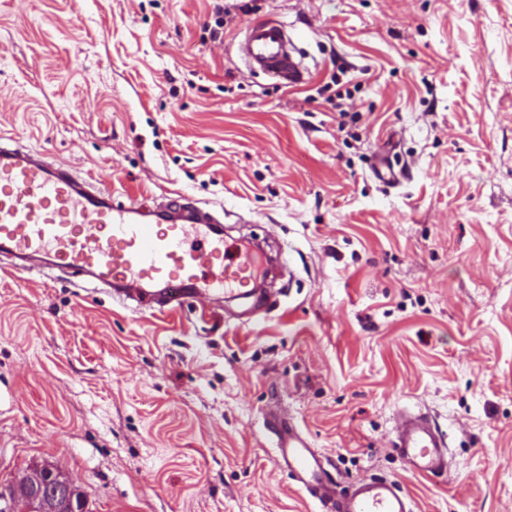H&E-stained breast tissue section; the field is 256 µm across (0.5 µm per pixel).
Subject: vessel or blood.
Listing matches in <instances>:
<instances>
[{
	"instance_id": "1",
	"label": "vessel or blood",
	"mask_w": 512,
	"mask_h": 512,
	"mask_svg": "<svg viewBox=\"0 0 512 512\" xmlns=\"http://www.w3.org/2000/svg\"><path fill=\"white\" fill-rule=\"evenodd\" d=\"M288 27L275 18L251 21L237 43L248 72L283 87L305 83L307 70L290 51ZM0 257L16 270L63 269L109 289L125 303L174 311L190 299L250 296L256 251L228 243L223 221L183 194L161 204L121 202L91 187L40 152L0 135ZM278 466L319 512H414L398 482L372 477L341 489L340 477L290 417L266 423ZM392 448L412 473L448 472V448L431 418L405 413Z\"/></svg>"
}]
</instances>
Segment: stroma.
I'll use <instances>...</instances> for the list:
<instances>
[{"instance_id": "35a3bbf8", "label": "stroma", "mask_w": 512, "mask_h": 512, "mask_svg": "<svg viewBox=\"0 0 512 512\" xmlns=\"http://www.w3.org/2000/svg\"><path fill=\"white\" fill-rule=\"evenodd\" d=\"M230 2L215 39L213 0H0V134L285 257L247 323L0 266V487L49 464L89 512H315L262 436L276 403L344 482L512 512V0ZM258 17L304 85L239 63ZM403 409L447 434V477L395 454Z\"/></svg>"}]
</instances>
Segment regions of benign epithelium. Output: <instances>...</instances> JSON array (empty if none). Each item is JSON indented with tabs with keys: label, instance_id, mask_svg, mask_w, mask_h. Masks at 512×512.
Returning a JSON list of instances; mask_svg holds the SVG:
<instances>
[{
	"label": "benign epithelium",
	"instance_id": "7a95c632",
	"mask_svg": "<svg viewBox=\"0 0 512 512\" xmlns=\"http://www.w3.org/2000/svg\"><path fill=\"white\" fill-rule=\"evenodd\" d=\"M0 512H87L76 485L50 465L37 466L19 479V490H0Z\"/></svg>",
	"mask_w": 512,
	"mask_h": 512
}]
</instances>
